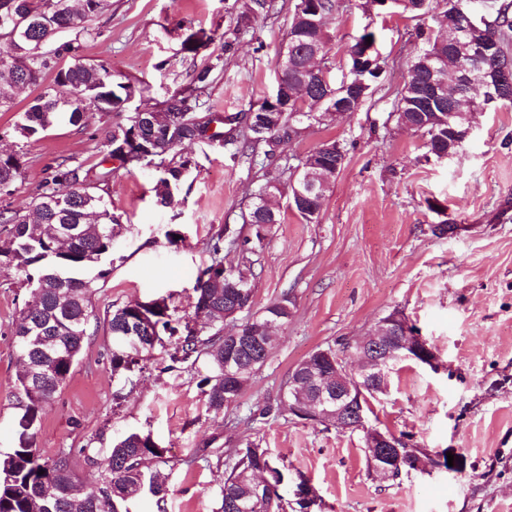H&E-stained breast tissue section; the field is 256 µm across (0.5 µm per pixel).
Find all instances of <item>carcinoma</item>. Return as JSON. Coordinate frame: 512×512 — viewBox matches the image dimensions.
I'll list each match as a JSON object with an SVG mask.
<instances>
[{"label":"carcinoma","mask_w":512,"mask_h":512,"mask_svg":"<svg viewBox=\"0 0 512 512\" xmlns=\"http://www.w3.org/2000/svg\"><path fill=\"white\" fill-rule=\"evenodd\" d=\"M429 0H407L397 6L396 12L419 17L429 12ZM440 11L432 16L437 29H444L448 15L458 14L467 8L469 0H441ZM309 4L327 26L328 19L338 11V0H309ZM102 9V0H80L75 8L70 0H0V18L13 15L19 21L28 16L35 17L36 24L13 31L0 26V38L5 46L0 49V112H9L15 107V93L20 81L32 88L41 86L43 75L54 72L51 85L33 97L22 112L15 131L25 139L37 137L60 121L73 126L84 124L89 97L103 92L119 100L126 95L129 85L116 83L112 73L103 65L83 62L75 54V48L63 45L53 51L45 50L61 29H77ZM276 10V0H240L236 18L220 36L224 54L234 53L241 35L250 32L252 21L266 17ZM490 38L496 46V55L487 65L512 64V56L505 43L512 36V3L504 0L497 6L488 27ZM374 36L363 31L352 38L342 66L343 77L336 81L329 66L330 37L328 31L306 32V22L292 15L285 45L295 57L294 66L288 70L277 67V83L300 84L308 77L303 65L316 58L324 59V85L309 89L308 98L300 102L283 101L278 94L265 99L257 108L264 114L267 124L259 130L246 126V136L238 139L237 129L225 128L224 119L212 114L197 113L199 108L196 93L211 82L213 72L220 67L221 58L207 62L194 70L188 92L179 93L181 102L189 107L179 111L177 121L183 126L207 128L216 124L215 131L208 136L213 141H222L256 161V147L268 144L267 137L276 135L280 140H291L297 134L295 127L299 119L312 126L318 120L311 117L314 109L328 111L330 101L322 100L325 90L343 91V96L352 95L357 76V60L367 46L366 38ZM417 38L422 46L414 53L408 70V80L399 93L394 112L399 123L420 124L438 119L433 111H421L417 103L416 85L423 83L420 74L422 62L429 55L444 57L450 74H457L460 62L448 55L445 40L433 31L419 29ZM71 55L67 64H59L61 56ZM448 99L456 105L472 111L477 106L471 103L472 96L457 81L448 85ZM135 128V115L127 116L106 136L107 157L120 158L122 145L127 143ZM155 155L161 167V177L155 191L157 203L169 207L174 204V190L182 182L183 169L193 160L177 152L178 145L166 136L164 129L156 130ZM114 173L106 169L92 176L81 166L66 162L57 165L54 172L42 185V190L23 208L5 207L0 210V223L11 225L10 246L0 249V264L12 266L21 277L23 285L39 292L40 305L31 310H21L16 323L15 337L24 336V318L29 324L47 326L46 336L37 340V345L50 353L47 358H27L28 371L51 372L50 380L31 390L26 384V375L18 376V386L24 396L22 414L17 422L16 442L10 452L0 456V512H120L118 505L149 492L155 501L157 512H166L169 489L157 480L153 466L164 461L165 449L161 448L151 434L131 433L118 440L110 450L109 469L101 475L96 486L84 491L77 488L75 476L65 457L44 459L33 448L36 428L41 420L43 404L50 400L68 379L72 368L90 336L91 321L98 320L92 307L91 295L96 282L104 280L109 270L102 263L112 254V231L120 224V217L113 213L100 194L102 184ZM21 166L14 158H0V189L13 185L21 177ZM278 182L268 180L252 194V203L246 223L279 224L280 212L258 206L260 194ZM63 198L64 206L51 209L46 205L49 195ZM250 239L239 232L221 229L210 243L211 262L201 269L194 281V317L209 325L210 334L203 336L190 324L184 332L172 325L171 315L165 301L155 300L152 306L143 302L128 303L107 313L103 319L112 342L113 370H128L138 364L135 353L148 352L162 342V334L176 337L170 358L174 363L191 366L202 357L208 359L211 375L201 384L208 387V406L215 414L224 412V407L237 400L244 386L256 371L268 360L274 349V339L263 323L275 320L288 321L291 315L290 299L283 297L267 305L258 316L251 314L253 289L232 270L224 267V245L245 247ZM238 302L243 311L234 320L238 330L253 338L250 352L244 353L251 370L243 381L224 384V360L231 354H239L236 337L224 333V316L221 311L228 304ZM320 361L328 366L336 361V349L329 346L315 350L291 371L287 382L298 381L299 369L310 361ZM390 456L382 461L373 450H368L369 460L381 462L393 469V479L408 475L419 469L418 463L425 456L422 448H391ZM289 482L285 466L279 464L268 449L250 441L234 452V463L224 470V483L220 488L219 512H305L316 504L313 499H302L298 495L288 499L283 488Z\"/></svg>","instance_id":"cac0c4a2"}]
</instances>
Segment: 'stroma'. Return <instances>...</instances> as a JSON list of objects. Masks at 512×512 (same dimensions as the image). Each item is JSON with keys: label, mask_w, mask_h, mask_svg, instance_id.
Segmentation results:
<instances>
[{"label": "stroma", "mask_w": 512, "mask_h": 512, "mask_svg": "<svg viewBox=\"0 0 512 512\" xmlns=\"http://www.w3.org/2000/svg\"><path fill=\"white\" fill-rule=\"evenodd\" d=\"M294 4L279 0L226 57L210 35L227 28L235 0H103L84 28L60 32L52 44H72L85 62L111 68L136 93L124 111L92 106L84 126L60 123L25 139L15 125L35 92L22 91L15 110L0 112V151L19 153L22 162L0 206H25L59 162L98 169L113 126L185 90L207 61L219 57L223 64L199 95L202 112L225 116L257 106L274 87ZM432 24L427 15L380 14L368 0H339L328 24L332 64L340 65L350 36L367 26L384 67L357 112L302 130L264 169L216 142L181 146L194 165L171 207L156 202L154 169L115 173L104 198L122 224L112 271L92 296L95 312L162 298L185 322L194 318L192 286L211 261V239L227 224L251 236L244 222L252 190L271 177L288 179L324 141L346 149L314 222L289 210L282 193L283 223L266 225L249 252L224 251L225 266L252 285L254 311L285 294L292 300L288 321L276 329L277 345L237 402L214 415L202 385L207 360L175 365L161 346L132 370L114 371L112 338L100 328L43 406L34 439L43 458L67 456L79 482L90 486L118 439L148 433L166 450L156 470L169 489L167 512H219L224 458L256 440L313 487L312 512H512V106L474 112L460 153L442 160L427 155L420 133L397 125L393 110L414 49L410 35ZM191 36L200 41L193 53L183 48ZM439 224L452 233H435ZM31 299L16 270L0 265V455L15 445L21 361L14 330ZM396 309L432 347L438 366L398 364L388 392L371 400L366 423L429 455L452 453L456 469L430 465L382 482L368 472L362 432L289 414L244 425L250 413L282 400L289 373L316 349L335 347L354 366L351 341L370 336Z\"/></svg>", "instance_id": "obj_1"}]
</instances>
